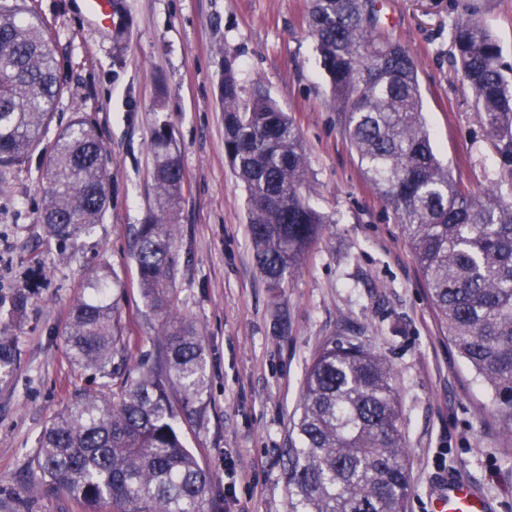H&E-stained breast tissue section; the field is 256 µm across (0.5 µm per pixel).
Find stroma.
<instances>
[{
    "mask_svg": "<svg viewBox=\"0 0 512 512\" xmlns=\"http://www.w3.org/2000/svg\"><path fill=\"white\" fill-rule=\"evenodd\" d=\"M381 21L412 52L434 150L474 195L512 203V165L489 138L453 63L457 0H382ZM55 41L64 93L48 130L73 112L97 126L110 157L111 203L75 244L38 223L43 155L0 171V295L25 289L17 317L0 308L20 365L0 393V512H88L44 494L25 475L46 424L75 391L105 393L109 378L69 359L61 332L90 280L116 271L114 289L132 350L151 354L159 320L147 311L131 259L133 228L153 203L150 140L168 124L186 175L177 213L181 312L198 327L208 389L184 420L188 448L212 477L222 512H288L291 418L314 354L328 340L362 343L393 365L399 394L407 512H430L448 473L480 485L512 512V439L490 392L449 344L396 218L366 184L329 104L304 19L308 0H114L118 30L90 26L82 0H27ZM512 76V0H479ZM234 60L244 89L262 86L297 125L313 175L312 204L332 222L281 287L260 274L245 193L224 151L218 85Z\"/></svg>",
    "mask_w": 512,
    "mask_h": 512,
    "instance_id": "obj_1",
    "label": "stroma"
}]
</instances>
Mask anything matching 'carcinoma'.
<instances>
[{
    "mask_svg": "<svg viewBox=\"0 0 512 512\" xmlns=\"http://www.w3.org/2000/svg\"><path fill=\"white\" fill-rule=\"evenodd\" d=\"M378 0H310L306 25L360 169L408 240L448 342L492 395L512 438V204L480 197L437 159L423 117L411 51L379 27ZM462 83L488 135L512 162V81L501 49L473 3L452 31ZM63 86L55 45L26 0L0 4V167H21L43 142ZM224 149L247 192L248 232L260 273L279 288L318 241L329 216L310 203L312 180L300 131L261 89L246 96L232 62L219 86ZM154 208L134 230L132 259L145 307L160 322L153 362L129 351L111 302L117 277L90 281L62 332L81 367L120 382L77 392L44 427L32 472L49 494L91 512H215L212 479L185 446L179 419L208 388L196 325L176 311L175 219L185 173L167 124L152 135ZM39 223L60 245L102 220L110 175L101 135L75 112L49 146ZM118 366H112L114 360ZM19 365L0 336V390ZM179 393V402L170 398ZM288 449V512H406L400 402L391 364L360 343L324 344L312 359Z\"/></svg>",
    "mask_w": 512,
    "mask_h": 512,
    "instance_id": "carcinoma-1",
    "label": "carcinoma"
}]
</instances>
